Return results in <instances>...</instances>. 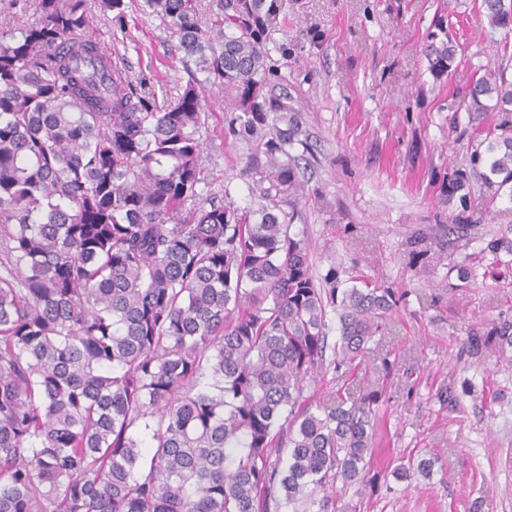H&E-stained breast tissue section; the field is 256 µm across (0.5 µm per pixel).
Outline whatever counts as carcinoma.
<instances>
[{"label": "carcinoma", "instance_id": "carcinoma-1", "mask_svg": "<svg viewBox=\"0 0 512 512\" xmlns=\"http://www.w3.org/2000/svg\"><path fill=\"white\" fill-rule=\"evenodd\" d=\"M93 8L122 25L128 5L37 0L0 31V512H332L372 409L308 386L362 358L397 299L324 287L293 231L309 142L268 48L283 0H212L208 23L197 0H141L197 71L165 108L86 38ZM456 55L429 35L436 76ZM208 85L248 147L243 208L198 191ZM465 108L498 114L470 160L511 183L512 82L476 79Z\"/></svg>", "mask_w": 512, "mask_h": 512}]
</instances>
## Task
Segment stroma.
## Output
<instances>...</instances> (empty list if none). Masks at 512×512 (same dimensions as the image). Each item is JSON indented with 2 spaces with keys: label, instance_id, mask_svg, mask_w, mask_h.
<instances>
[{
  "label": "stroma",
  "instance_id": "1",
  "mask_svg": "<svg viewBox=\"0 0 512 512\" xmlns=\"http://www.w3.org/2000/svg\"><path fill=\"white\" fill-rule=\"evenodd\" d=\"M127 3L124 25L96 14L90 34L157 91L177 92L194 64ZM440 25L460 51L437 78L424 51ZM504 46L512 32L491 28L480 0H288L271 35L311 146L294 229L312 243L316 276L402 294L361 362L314 387L323 401L376 398L365 479L337 492L335 512H512V347L484 343L512 325V265L490 249L512 223V192L483 184L469 160L496 113L463 105L474 78L512 82ZM206 96L201 194L248 206L246 150L224 138L222 93ZM454 178L464 197H449ZM421 457L435 460L429 476L393 477Z\"/></svg>",
  "mask_w": 512,
  "mask_h": 512
}]
</instances>
